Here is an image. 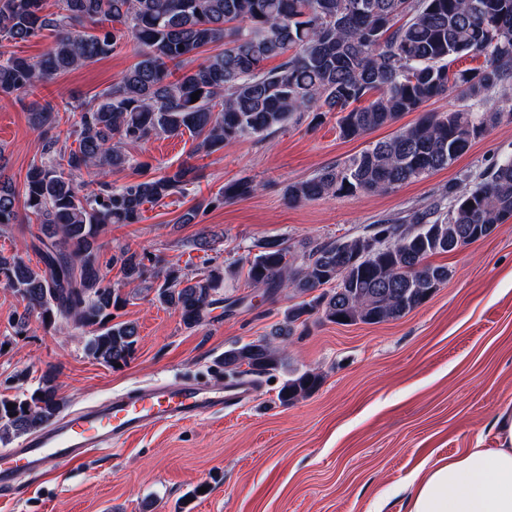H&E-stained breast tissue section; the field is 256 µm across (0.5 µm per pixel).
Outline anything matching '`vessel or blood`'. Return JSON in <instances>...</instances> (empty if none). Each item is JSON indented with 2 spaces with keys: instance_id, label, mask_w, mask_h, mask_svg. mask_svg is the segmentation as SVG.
<instances>
[{
  "instance_id": "vessel-or-blood-1",
  "label": "vessel or blood",
  "mask_w": 512,
  "mask_h": 512,
  "mask_svg": "<svg viewBox=\"0 0 512 512\" xmlns=\"http://www.w3.org/2000/svg\"><path fill=\"white\" fill-rule=\"evenodd\" d=\"M253 391V382L244 379L213 386L183 381L82 408L0 455V492L14 490L21 471L42 472L78 463L88 452L121 443L149 427L191 421L236 406L250 399Z\"/></svg>"
}]
</instances>
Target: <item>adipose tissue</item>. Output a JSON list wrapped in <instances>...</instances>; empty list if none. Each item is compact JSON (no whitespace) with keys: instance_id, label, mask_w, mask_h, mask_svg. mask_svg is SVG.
<instances>
[{"instance_id":"ef3b65f1","label":"adipose tissue","mask_w":512,"mask_h":512,"mask_svg":"<svg viewBox=\"0 0 512 512\" xmlns=\"http://www.w3.org/2000/svg\"><path fill=\"white\" fill-rule=\"evenodd\" d=\"M495 424L497 447L467 449L413 479L408 512H512V408Z\"/></svg>"}]
</instances>
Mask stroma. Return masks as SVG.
Instances as JSON below:
<instances>
[{
	"label": "stroma",
	"instance_id": "35a3bbf8",
	"mask_svg": "<svg viewBox=\"0 0 512 512\" xmlns=\"http://www.w3.org/2000/svg\"><path fill=\"white\" fill-rule=\"evenodd\" d=\"M136 51L126 44L21 100L0 96V163L16 190L41 149L29 103L62 107L90 98L136 62ZM393 131L389 125L343 139L330 113L314 127L291 124L240 140L203 159L185 190L145 205L141 223L111 225L100 238L101 258L126 244L197 275L209 259L232 262L265 239L297 248L355 236L372 224H405L417 210L447 208L449 184L471 183L512 155V123L504 122L448 168L393 192L289 206L286 184L336 166ZM193 147L186 133L131 153L154 175L188 162ZM241 178L259 190L183 223L186 212ZM435 261L448 266L451 278L401 318L356 325L310 320L289 337L285 366L257 377L246 403L148 428L72 466L20 473L17 492L0 495V512H407L412 477L467 449L496 447L494 421L512 405V222ZM224 295L232 309L217 305L189 329L139 285L118 312L138 326L136 351L113 369L86 354L87 334L73 325L47 326L33 315L16 334L12 318L23 305L0 286V393L33 387L50 368L68 411L146 385L223 381L225 350L265 336L283 323L290 304L284 293L242 279L226 285ZM295 369L320 372L323 382L281 405L279 385Z\"/></svg>",
	"mask_w": 512,
	"mask_h": 512
}]
</instances>
